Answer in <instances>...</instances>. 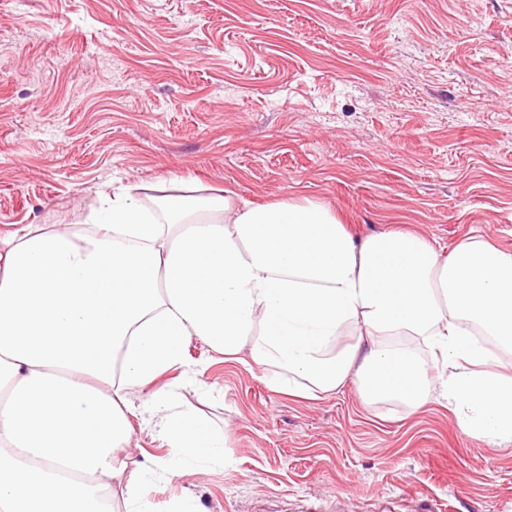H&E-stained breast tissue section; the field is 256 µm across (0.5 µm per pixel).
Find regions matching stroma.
Returning <instances> with one entry per match:
<instances>
[{"mask_svg":"<svg viewBox=\"0 0 512 512\" xmlns=\"http://www.w3.org/2000/svg\"><path fill=\"white\" fill-rule=\"evenodd\" d=\"M175 176L512 252V0H0V236ZM181 355L207 389L162 381L224 468L150 485L159 512H512V442L440 404L307 402L197 337Z\"/></svg>","mask_w":512,"mask_h":512,"instance_id":"35a3bbf8","label":"stroma"}]
</instances>
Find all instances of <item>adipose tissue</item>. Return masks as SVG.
<instances>
[{
    "label": "adipose tissue",
    "instance_id": "obj_1",
    "mask_svg": "<svg viewBox=\"0 0 512 512\" xmlns=\"http://www.w3.org/2000/svg\"><path fill=\"white\" fill-rule=\"evenodd\" d=\"M181 182L150 206L132 184L101 193L91 235L0 237V512H103L117 484L127 512H154L150 478L223 467V434L155 385L191 336L279 392L351 383L364 404L436 402L462 432L512 441V252L470 236L444 255L419 234L358 235L309 199ZM145 414L170 459L119 456Z\"/></svg>",
    "mask_w": 512,
    "mask_h": 512
}]
</instances>
